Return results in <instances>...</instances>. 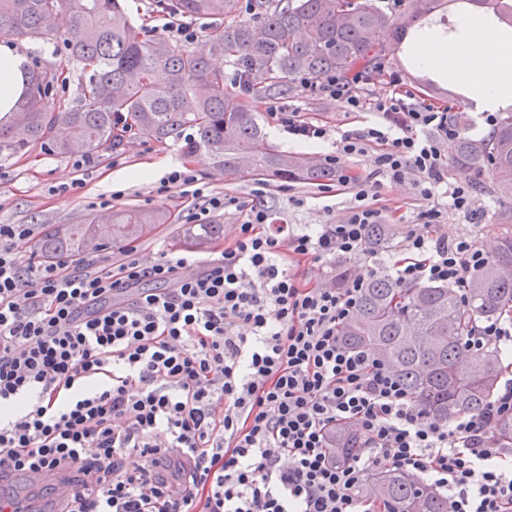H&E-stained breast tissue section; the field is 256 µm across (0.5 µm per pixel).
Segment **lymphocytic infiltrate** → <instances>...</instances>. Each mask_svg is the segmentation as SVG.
Wrapping results in <instances>:
<instances>
[{
  "label": "lymphocytic infiltrate",
  "instance_id": "f902f5d3",
  "mask_svg": "<svg viewBox=\"0 0 512 512\" xmlns=\"http://www.w3.org/2000/svg\"><path fill=\"white\" fill-rule=\"evenodd\" d=\"M366 82L296 80L373 114L327 157L352 194L336 223L296 229L264 206L267 184L242 201L175 169L157 191L189 198L197 223L238 212L220 258L165 250L148 264L124 246L117 261L26 262L30 225L0 224V471L72 473L68 512H389L360 493L381 471L447 492L448 512H512V447L494 436L512 415V313L472 321L464 338L501 362L494 399L440 422L372 351L341 343L364 274L339 288L299 272L376 258L370 225L400 217L375 204L387 183H410L424 203L391 267L399 283H443L464 301L471 273L493 259L474 238L434 233L447 211L483 215L476 185L448 179L446 147L462 132L449 108L396 78L368 102ZM269 112L300 141L332 138L287 103ZM354 156L366 157L363 174L347 168ZM339 427L360 440L342 461L330 451ZM353 264H357L356 260L349 259H337L335 262H311L306 266L307 277L312 281H320L323 279L334 278L336 275V269L339 266L350 267Z\"/></svg>",
  "mask_w": 512,
  "mask_h": 512
}]
</instances>
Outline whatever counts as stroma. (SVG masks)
<instances>
[{"instance_id": "obj_1", "label": "stroma", "mask_w": 512, "mask_h": 512, "mask_svg": "<svg viewBox=\"0 0 512 512\" xmlns=\"http://www.w3.org/2000/svg\"><path fill=\"white\" fill-rule=\"evenodd\" d=\"M12 45L24 52L30 63L51 64L59 72L55 89L45 101L47 111L58 112L74 105L81 92L82 83L88 74L80 66L68 62L66 51L59 38L39 40L12 38ZM401 79L425 76L439 78L442 88L448 89V101L455 118L461 126L472 128L474 134L485 131L471 97L475 85L468 79L450 73H437L436 69H425L410 61L407 54H400L399 62L386 65L382 76L372 77L364 85L362 93L372 97L386 88L388 76ZM271 95L265 94L249 99L248 105L257 112L265 125L269 138L280 150L304 157L324 158L336 149L333 141L306 145L289 139L267 112ZM289 104L300 106L304 118L330 126L340 133L371 118L370 112L347 111L340 102L319 96L293 91L287 96ZM191 169L194 174L209 184L211 190L229 197L249 196L258 185L256 178L245 177L237 181H225L210 160L202 153L188 154L183 142L173 137L166 143H157L143 137L126 139L118 150L116 159L95 160L93 168L85 174H78L74 158L51 150L39 148L24 155L7 156L0 154V224H28L33 228V239L25 241L20 249L23 258H31L35 251V239L52 224H77L90 216L112 212L124 207H136L147 212L169 210L175 216L174 223L159 224L148 235L136 239L135 244L144 261L157 259L161 251L174 249L191 250L199 259L214 257L217 243L191 245L186 235L198 232V224L189 218V207L179 194L166 196L156 194L160 179L180 167ZM83 179L81 189L63 190V180ZM317 183L295 182L290 193L269 191L266 201L274 214L299 228H312L316 224H327L342 218L351 200L350 193L344 192L333 197L320 193ZM300 198V205L289 204V196ZM479 201L486 214L485 219L474 222L461 214L445 213L439 234L455 238L470 236L489 251H496L507 227L501 224V211L512 208V202L500 200L487 194H480Z\"/></svg>"}]
</instances>
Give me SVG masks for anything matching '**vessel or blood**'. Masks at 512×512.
I'll return each instance as SVG.
<instances>
[{
    "mask_svg": "<svg viewBox=\"0 0 512 512\" xmlns=\"http://www.w3.org/2000/svg\"><path fill=\"white\" fill-rule=\"evenodd\" d=\"M72 484L71 477L58 469L5 472L0 474V505L6 512H64ZM43 487L51 488L49 498L37 497V489Z\"/></svg>",
    "mask_w": 512,
    "mask_h": 512,
    "instance_id": "1",
    "label": "vessel or blood"
}]
</instances>
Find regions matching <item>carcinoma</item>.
I'll use <instances>...</instances> for the list:
<instances>
[{
    "label": "carcinoma",
    "instance_id": "1",
    "mask_svg": "<svg viewBox=\"0 0 512 512\" xmlns=\"http://www.w3.org/2000/svg\"><path fill=\"white\" fill-rule=\"evenodd\" d=\"M461 1L471 14L512 35V0H404L405 8L395 17L374 0H266L255 20L217 24L206 30L200 46L180 48L158 34L142 35L121 0H0V36L52 38L51 19L70 10L73 28L61 40L68 55L90 69L79 104L62 112L42 107L56 71L42 66L30 71L25 101L0 117V152L23 155L48 145L61 155L103 158L129 132L162 142L192 127L196 149L227 178L328 181L336 177L330 165L272 144L256 149L264 132L245 97L293 91L299 76L313 82L328 71L378 72L388 61H398L407 38L424 33L440 12ZM153 6L186 19H220L235 13L237 0H153ZM380 29L389 31L384 43L373 41ZM217 56L244 72L247 89L226 87L224 70L210 64ZM452 168L468 180L489 169L484 192L512 199V107L502 110L481 136L466 133L456 139ZM97 222L53 226L39 239L36 255L53 259L88 252ZM112 223L117 239L135 240L155 224L171 223V214L121 210ZM392 232L390 224L372 225L371 246L383 245ZM510 307L512 234L501 239L490 264L471 274L468 305L447 285L405 286L373 275L340 335L351 347L371 348L433 419L446 422L482 409L493 397L498 359L492 353H468L464 337L472 319L494 318ZM494 435L500 447H512V416L498 420ZM335 449L340 460L355 451L350 429L336 431ZM364 491L385 501L390 512H448V499L401 473H382Z\"/></svg>",
    "mask_w": 512,
    "mask_h": 512
}]
</instances>
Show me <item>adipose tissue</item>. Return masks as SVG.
Segmentation results:
<instances>
[{"label":"adipose tissue","mask_w":512,"mask_h":512,"mask_svg":"<svg viewBox=\"0 0 512 512\" xmlns=\"http://www.w3.org/2000/svg\"><path fill=\"white\" fill-rule=\"evenodd\" d=\"M421 65L454 67L471 80L481 83L483 103L493 108L512 95V47L493 42L487 28L476 19L465 23L462 43L425 39L416 48ZM28 71V59L16 47L0 45V116L15 111L21 102Z\"/></svg>","instance_id":"1"}]
</instances>
